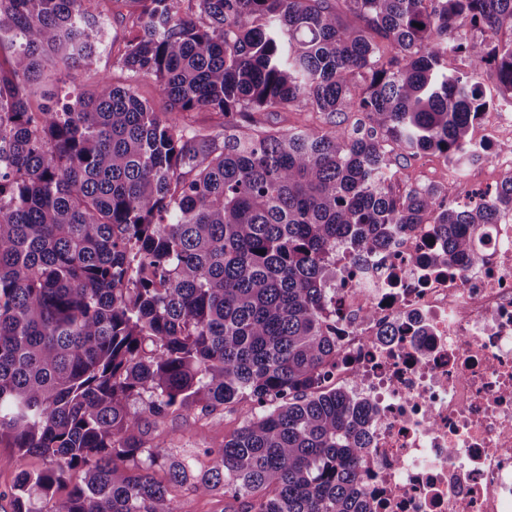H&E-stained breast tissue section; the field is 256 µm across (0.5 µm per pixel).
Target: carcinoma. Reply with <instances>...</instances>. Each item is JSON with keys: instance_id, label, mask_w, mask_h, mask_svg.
<instances>
[{"instance_id": "1", "label": "carcinoma", "mask_w": 512, "mask_h": 512, "mask_svg": "<svg viewBox=\"0 0 512 512\" xmlns=\"http://www.w3.org/2000/svg\"><path fill=\"white\" fill-rule=\"evenodd\" d=\"M90 2L0 0V448L44 462L0 512H181L184 487L222 512H375L366 404L326 384L336 243L359 256L432 224L429 260L463 264L512 218V173L462 206L388 176L392 145L489 157L471 131L512 104V0H110L115 63L171 111L106 77L31 109L46 62L96 67ZM293 105L325 125L256 118ZM242 399L257 412L217 448L151 438ZM139 94L145 98L156 112H168L170 103L167 97L161 92L158 83L154 79L139 78L136 81Z\"/></svg>"}]
</instances>
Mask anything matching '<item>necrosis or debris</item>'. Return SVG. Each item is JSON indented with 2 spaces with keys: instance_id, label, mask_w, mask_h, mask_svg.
<instances>
[{
  "instance_id": "1",
  "label": "necrosis or debris",
  "mask_w": 512,
  "mask_h": 512,
  "mask_svg": "<svg viewBox=\"0 0 512 512\" xmlns=\"http://www.w3.org/2000/svg\"><path fill=\"white\" fill-rule=\"evenodd\" d=\"M432 225L342 259L332 381L367 403L376 512H512V220L434 266Z\"/></svg>"
}]
</instances>
